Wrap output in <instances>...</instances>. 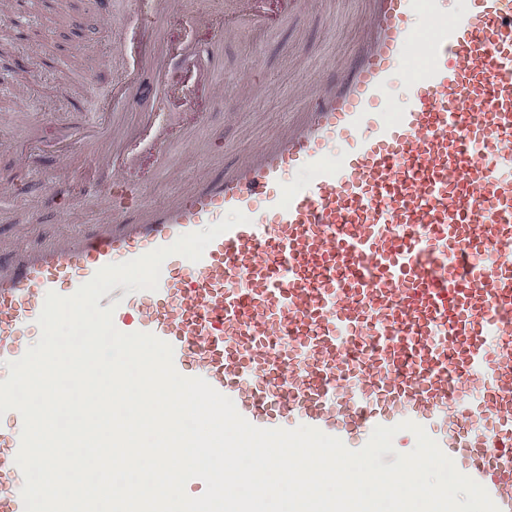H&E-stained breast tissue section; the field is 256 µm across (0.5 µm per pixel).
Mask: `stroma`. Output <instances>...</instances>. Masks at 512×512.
<instances>
[{
	"instance_id": "obj_1",
	"label": "stroma",
	"mask_w": 512,
	"mask_h": 512,
	"mask_svg": "<svg viewBox=\"0 0 512 512\" xmlns=\"http://www.w3.org/2000/svg\"><path fill=\"white\" fill-rule=\"evenodd\" d=\"M93 22L96 0H57L44 12L33 0L17 25L0 26V54L13 74L0 92V253L37 246L105 217L96 194L66 205L71 180L105 185L98 161L109 134L141 126L148 112L169 114L165 153L142 152L126 177L145 185L144 203L180 194L235 165L268 135L305 111L323 78L340 76L362 35L364 0H266L268 21L222 35L241 0H177L183 21L158 17L154 34L130 46L134 0H111ZM188 47L186 65L208 71L211 89L187 99L164 91L154 64ZM139 79L124 97L122 80ZM79 127V147L60 156L59 123Z\"/></svg>"
}]
</instances>
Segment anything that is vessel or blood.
Masks as SVG:
<instances>
[{
  "label": "vessel or blood",
  "instance_id": "obj_1",
  "mask_svg": "<svg viewBox=\"0 0 512 512\" xmlns=\"http://www.w3.org/2000/svg\"><path fill=\"white\" fill-rule=\"evenodd\" d=\"M370 3L341 81L260 151L132 221L142 191L115 147L96 232L0 256V381L48 292L238 210L199 262L170 256L157 290L118 285L98 307L257 427L358 450L410 421L512 512V0ZM137 5L146 32L170 8ZM7 417L0 512H24L23 419Z\"/></svg>",
  "mask_w": 512,
  "mask_h": 512
}]
</instances>
